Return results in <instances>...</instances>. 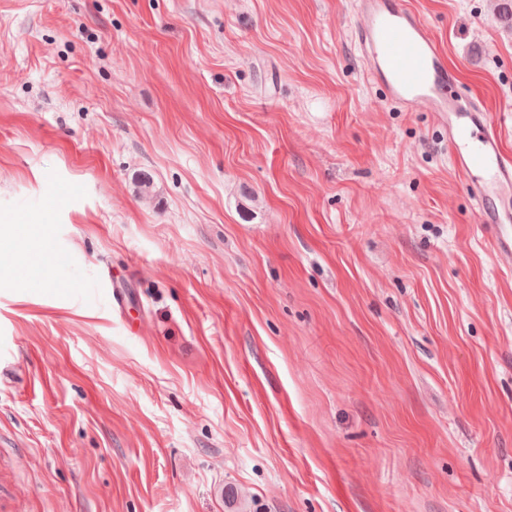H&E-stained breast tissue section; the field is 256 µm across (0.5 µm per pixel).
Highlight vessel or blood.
Returning <instances> with one entry per match:
<instances>
[{
    "label": "vessel or blood",
    "mask_w": 512,
    "mask_h": 512,
    "mask_svg": "<svg viewBox=\"0 0 512 512\" xmlns=\"http://www.w3.org/2000/svg\"><path fill=\"white\" fill-rule=\"evenodd\" d=\"M356 36L367 72L406 108L437 114L455 165L479 184L480 220L499 249L512 251V153L483 104L459 94L458 79L439 40L409 0H359Z\"/></svg>",
    "instance_id": "1"
}]
</instances>
